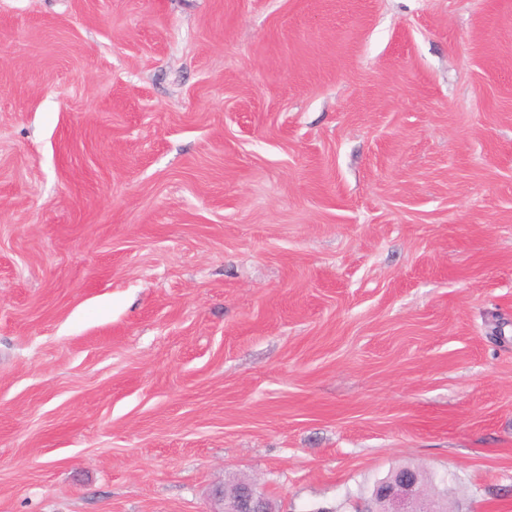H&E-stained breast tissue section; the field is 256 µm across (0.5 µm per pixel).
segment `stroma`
<instances>
[{
    "instance_id": "35a3bbf8",
    "label": "stroma",
    "mask_w": 512,
    "mask_h": 512,
    "mask_svg": "<svg viewBox=\"0 0 512 512\" xmlns=\"http://www.w3.org/2000/svg\"><path fill=\"white\" fill-rule=\"evenodd\" d=\"M512 512V0H0V512ZM375 508L361 512H441L440 501L425 495L421 473L404 468L379 483L374 492ZM379 506L383 510H379ZM214 498L219 507L212 512H275L265 495L250 483L219 487Z\"/></svg>"
}]
</instances>
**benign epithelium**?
<instances>
[{"instance_id": "1", "label": "benign epithelium", "mask_w": 512, "mask_h": 512, "mask_svg": "<svg viewBox=\"0 0 512 512\" xmlns=\"http://www.w3.org/2000/svg\"><path fill=\"white\" fill-rule=\"evenodd\" d=\"M214 512H275L271 502L250 483L240 482L215 490ZM376 507L361 512H441L440 501L425 495L421 473L404 468L379 483Z\"/></svg>"}]
</instances>
